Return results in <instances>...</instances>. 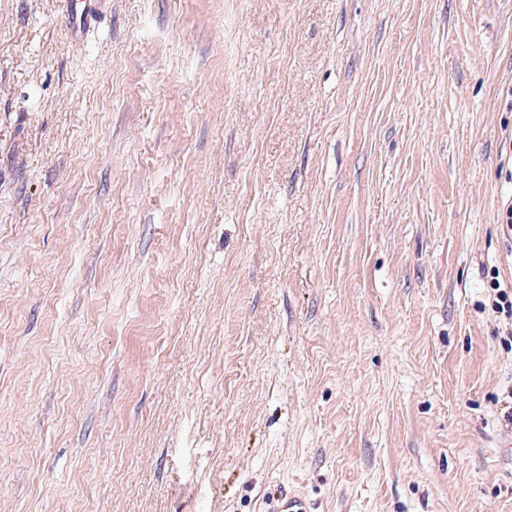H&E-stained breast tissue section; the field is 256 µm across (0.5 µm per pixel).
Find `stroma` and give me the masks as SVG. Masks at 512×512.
I'll list each match as a JSON object with an SVG mask.
<instances>
[{"label":"stroma","instance_id":"35a3bbf8","mask_svg":"<svg viewBox=\"0 0 512 512\" xmlns=\"http://www.w3.org/2000/svg\"><path fill=\"white\" fill-rule=\"evenodd\" d=\"M0 0V512H512V0ZM70 45L83 47L89 36L112 15V0H61ZM493 272L490 280V297L492 308L502 319L500 342L505 348L512 350V283L502 285L498 276Z\"/></svg>","mask_w":512,"mask_h":512}]
</instances>
